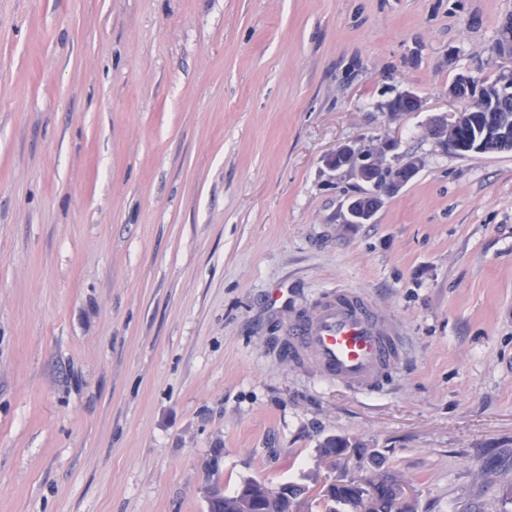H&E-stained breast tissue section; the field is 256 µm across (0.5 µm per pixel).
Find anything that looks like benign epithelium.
Listing matches in <instances>:
<instances>
[{
  "label": "benign epithelium",
  "instance_id": "obj_1",
  "mask_svg": "<svg viewBox=\"0 0 512 512\" xmlns=\"http://www.w3.org/2000/svg\"><path fill=\"white\" fill-rule=\"evenodd\" d=\"M449 99L457 104V116L448 120V114L436 116L430 127V133L434 139L444 148L458 152H476L487 148L490 152H498L509 149L512 146V117L506 115L495 121L489 122L483 131L477 135L475 141H466L464 136L471 122L472 110L460 107L463 101L478 102L484 97L483 91L474 90L473 78L463 75L461 82L448 90ZM404 106L392 113L398 117L420 110L421 100L411 92L402 94ZM395 149V142L384 139L373 146H365L359 143H350L339 146L327 157V165L335 170L345 167L354 168L358 177L365 182H377L379 175L386 169L385 159ZM418 164L408 160L395 167L398 175L385 182L382 188L385 193L393 195L399 192L415 175ZM350 223L367 224L372 221L376 213V207L361 204L355 200L348 205ZM378 479L374 473H366L352 479V483L362 486L365 490L360 503L359 512H372L374 503V485ZM266 495L281 503V512H304L301 505L304 502L303 495H292L285 485L274 486L265 484Z\"/></svg>",
  "mask_w": 512,
  "mask_h": 512
}]
</instances>
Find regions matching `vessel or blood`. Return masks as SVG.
I'll return each instance as SVG.
<instances>
[{
    "mask_svg": "<svg viewBox=\"0 0 512 512\" xmlns=\"http://www.w3.org/2000/svg\"><path fill=\"white\" fill-rule=\"evenodd\" d=\"M404 347L395 321L355 288L328 291L288 327L290 359L312 363L322 379L359 393L381 389Z\"/></svg>",
    "mask_w": 512,
    "mask_h": 512,
    "instance_id": "1",
    "label": "vessel or blood"
}]
</instances>
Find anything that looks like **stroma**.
I'll list each match as a JSON object with an SVG mask.
<instances>
[{"label":"stroma","instance_id":"stroma-1","mask_svg":"<svg viewBox=\"0 0 512 512\" xmlns=\"http://www.w3.org/2000/svg\"><path fill=\"white\" fill-rule=\"evenodd\" d=\"M512 0H0V512H208L205 487L388 472L512 512V151L428 135L512 77ZM420 111L391 118L404 92ZM392 136L371 223L325 159ZM336 286L406 334L363 395L284 353ZM358 453L338 471L319 448ZM417 167L418 164L416 161L408 160L392 169L398 171L399 174L381 186L384 192L388 195L398 193L415 175Z\"/></svg>","mask_w":512,"mask_h":512}]
</instances>
